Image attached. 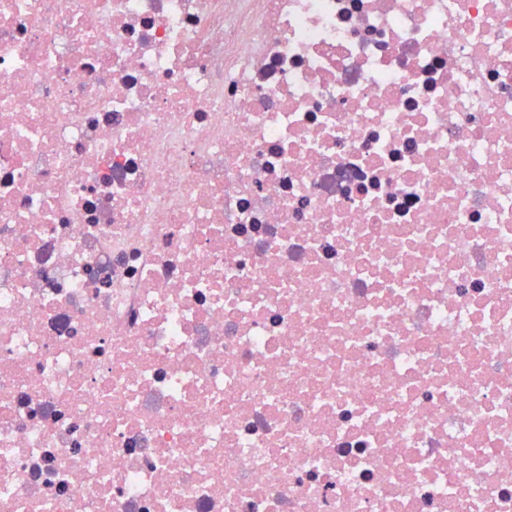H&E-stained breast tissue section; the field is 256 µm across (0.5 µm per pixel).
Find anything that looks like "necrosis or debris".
Returning <instances> with one entry per match:
<instances>
[{"instance_id":"1","label":"necrosis or debris","mask_w":512,"mask_h":512,"mask_svg":"<svg viewBox=\"0 0 512 512\" xmlns=\"http://www.w3.org/2000/svg\"><path fill=\"white\" fill-rule=\"evenodd\" d=\"M0 512H512V0H0Z\"/></svg>"}]
</instances>
